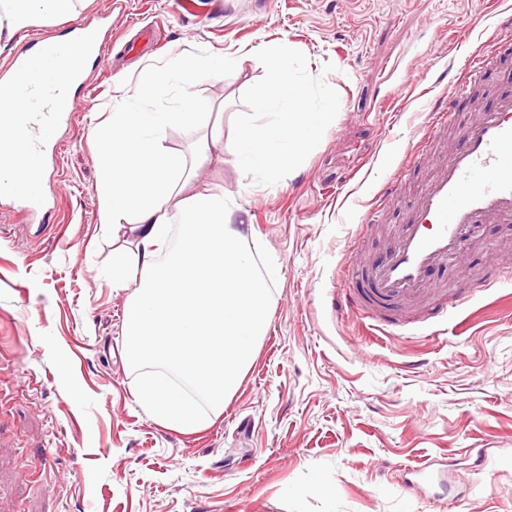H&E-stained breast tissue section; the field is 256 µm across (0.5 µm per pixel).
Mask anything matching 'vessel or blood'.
Wrapping results in <instances>:
<instances>
[{
	"label": "vessel or blood",
	"instance_id": "vessel-or-blood-1",
	"mask_svg": "<svg viewBox=\"0 0 512 512\" xmlns=\"http://www.w3.org/2000/svg\"><path fill=\"white\" fill-rule=\"evenodd\" d=\"M100 37V26L72 24L64 44L36 36L13 55L8 75L0 78V122L14 128L21 151L45 153L47 132L69 124L75 110L69 89L83 82V61L101 57ZM484 67L483 58H473L464 73L454 76V91L437 100L422 137L428 141L450 129L456 144L435 163L386 255L365 261V290H358L353 279L344 281V306L360 319L380 326L385 311L410 309L431 294L432 271L459 261L484 225L512 223V95L498 97L472 121H458L459 101L480 85ZM37 70L47 71V78L28 81ZM474 295L469 287L455 290L447 303L429 307L426 316L451 320Z\"/></svg>",
	"mask_w": 512,
	"mask_h": 512
}]
</instances>
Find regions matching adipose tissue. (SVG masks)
Wrapping results in <instances>:
<instances>
[{
	"mask_svg": "<svg viewBox=\"0 0 512 512\" xmlns=\"http://www.w3.org/2000/svg\"><path fill=\"white\" fill-rule=\"evenodd\" d=\"M74 0H0V41L36 18L69 16ZM224 54H185L147 65L135 90L118 88L106 124L93 135L101 161L100 222L111 228L110 276L126 291L125 362L141 372L136 397L163 426L196 431L224 410L251 365L269 319L272 293L247 248L238 207L220 188L198 189L196 176L224 130L195 85L234 67ZM179 106L159 105L166 91ZM204 129L191 158L166 149L169 128ZM0 127V184L24 195L42 157L14 145Z\"/></svg>",
	"mask_w": 512,
	"mask_h": 512,
	"instance_id": "obj_1",
	"label": "adipose tissue"
}]
</instances>
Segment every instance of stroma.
Returning <instances> with one entry per match:
<instances>
[{"mask_svg": "<svg viewBox=\"0 0 512 512\" xmlns=\"http://www.w3.org/2000/svg\"><path fill=\"white\" fill-rule=\"evenodd\" d=\"M78 0L79 20L108 16L104 60L77 88L69 126L44 166L47 223L0 193V512H512V281L457 310L460 328L406 323L367 336L337 316L341 270L381 257L430 174L412 167L379 223L364 218L392 169L410 162L427 113L455 75L484 55L487 95L512 93V54L490 43L512 0ZM160 50L127 47L142 27ZM444 28L446 37L430 32ZM304 53L339 95L335 123L293 173L265 186L242 174L232 146L199 183L232 193L249 245L276 269L270 325L223 414L180 432L136 401L139 372L120 354L127 294L108 275L112 233L99 223L98 151L117 83L139 62L195 48L238 57L196 94L244 113L264 74L254 47ZM333 64L323 73L325 64ZM512 264V224L485 225L463 259L433 275L454 289ZM443 485L406 492L426 462Z\"/></svg>", "mask_w": 512, "mask_h": 512, "instance_id": "1", "label": "stroma"}]
</instances>
